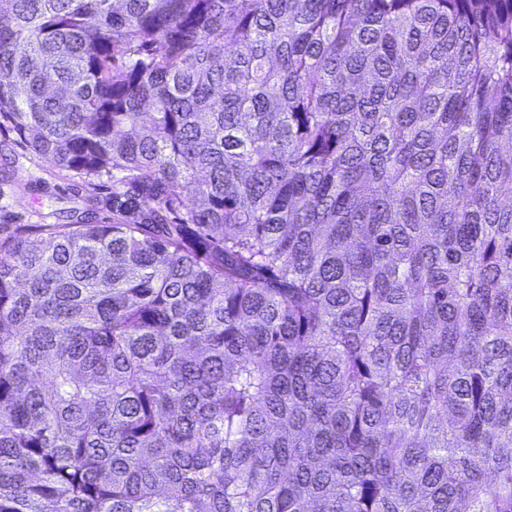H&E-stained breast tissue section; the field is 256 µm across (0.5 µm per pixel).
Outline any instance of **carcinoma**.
Wrapping results in <instances>:
<instances>
[{
	"instance_id": "obj_1",
	"label": "carcinoma",
	"mask_w": 512,
	"mask_h": 512,
	"mask_svg": "<svg viewBox=\"0 0 512 512\" xmlns=\"http://www.w3.org/2000/svg\"><path fill=\"white\" fill-rule=\"evenodd\" d=\"M5 2L0 512H512V0ZM83 179L33 153L12 131H0V225L64 224L112 217V177Z\"/></svg>"
}]
</instances>
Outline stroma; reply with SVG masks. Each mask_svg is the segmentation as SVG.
I'll use <instances>...</instances> for the list:
<instances>
[{
	"label": "stroma",
	"mask_w": 512,
	"mask_h": 512,
	"mask_svg": "<svg viewBox=\"0 0 512 512\" xmlns=\"http://www.w3.org/2000/svg\"><path fill=\"white\" fill-rule=\"evenodd\" d=\"M112 179L87 185L74 173L33 153L9 130L0 131V226L64 224L108 217Z\"/></svg>",
	"instance_id": "1"
}]
</instances>
